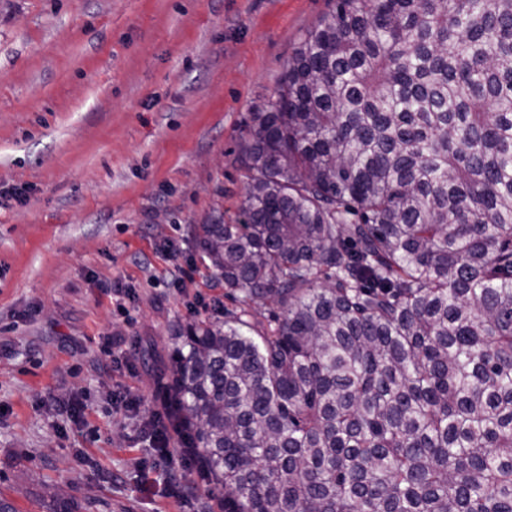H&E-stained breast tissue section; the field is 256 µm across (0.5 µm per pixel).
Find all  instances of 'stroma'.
<instances>
[{
	"label": "stroma",
	"instance_id": "1",
	"mask_svg": "<svg viewBox=\"0 0 512 512\" xmlns=\"http://www.w3.org/2000/svg\"><path fill=\"white\" fill-rule=\"evenodd\" d=\"M331 7L0 0V498L17 512H208L145 430L156 372L180 324L237 308L192 230L235 219L248 115Z\"/></svg>",
	"mask_w": 512,
	"mask_h": 512
}]
</instances>
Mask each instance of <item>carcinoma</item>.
I'll use <instances>...</instances> for the list:
<instances>
[{"label": "carcinoma", "mask_w": 512, "mask_h": 512, "mask_svg": "<svg viewBox=\"0 0 512 512\" xmlns=\"http://www.w3.org/2000/svg\"><path fill=\"white\" fill-rule=\"evenodd\" d=\"M239 146L159 381L224 512H512V0H333Z\"/></svg>", "instance_id": "1"}]
</instances>
